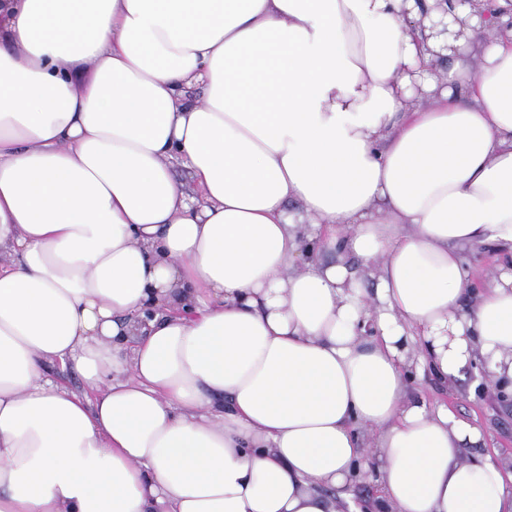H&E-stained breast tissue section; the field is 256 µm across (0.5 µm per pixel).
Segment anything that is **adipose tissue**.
<instances>
[{
  "mask_svg": "<svg viewBox=\"0 0 512 512\" xmlns=\"http://www.w3.org/2000/svg\"><path fill=\"white\" fill-rule=\"evenodd\" d=\"M488 6L0 0V512H352L370 455L387 512H512L408 386L512 381ZM496 257L497 261H495ZM472 261L473 267L480 271L476 282L481 286L488 284L491 278L497 274L496 266L500 263L508 264L510 262L511 264V259H504L491 249H483L472 258ZM46 375L61 384H64L75 391L83 390V381L81 376L71 367L63 368L59 363L47 365Z\"/></svg>",
  "mask_w": 512,
  "mask_h": 512,
  "instance_id": "adipose-tissue-1",
  "label": "adipose tissue"
}]
</instances>
